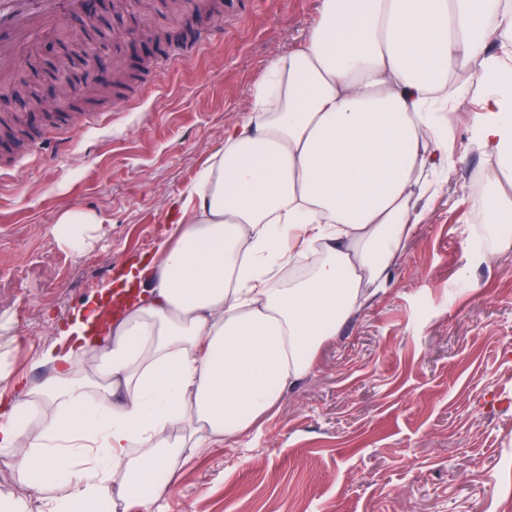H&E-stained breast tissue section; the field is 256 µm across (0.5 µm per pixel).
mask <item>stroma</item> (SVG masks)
I'll use <instances>...</instances> for the list:
<instances>
[{"instance_id":"1","label":"stroma","mask_w":512,"mask_h":512,"mask_svg":"<svg viewBox=\"0 0 512 512\" xmlns=\"http://www.w3.org/2000/svg\"><path fill=\"white\" fill-rule=\"evenodd\" d=\"M319 0H224L185 56L193 10L100 0L105 64L135 81L67 138L35 135L0 164V363L40 383V342L151 254L184 192L250 109L266 64L288 54ZM49 29L19 50L43 100L58 51ZM474 107L448 112L459 163L384 288L319 352L311 372L248 433L199 449L161 512H512V248L474 249L467 191L487 162L468 148ZM96 214L81 249L55 232L63 210Z\"/></svg>"}]
</instances>
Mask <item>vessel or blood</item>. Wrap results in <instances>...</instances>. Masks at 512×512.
Segmentation results:
<instances>
[{
	"label": "vessel or blood",
	"instance_id": "1",
	"mask_svg": "<svg viewBox=\"0 0 512 512\" xmlns=\"http://www.w3.org/2000/svg\"><path fill=\"white\" fill-rule=\"evenodd\" d=\"M81 0H0V70L18 60V49L47 27L59 24L64 13Z\"/></svg>",
	"mask_w": 512,
	"mask_h": 512
}]
</instances>
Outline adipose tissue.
<instances>
[{
    "label": "adipose tissue",
    "instance_id": "ef3b65f1",
    "mask_svg": "<svg viewBox=\"0 0 512 512\" xmlns=\"http://www.w3.org/2000/svg\"><path fill=\"white\" fill-rule=\"evenodd\" d=\"M458 99L484 179L512 171V0H321L149 260L40 344L41 383L0 368V448L43 512L112 484L159 512L179 463L266 419L446 192Z\"/></svg>",
    "mask_w": 512,
    "mask_h": 512
}]
</instances>
